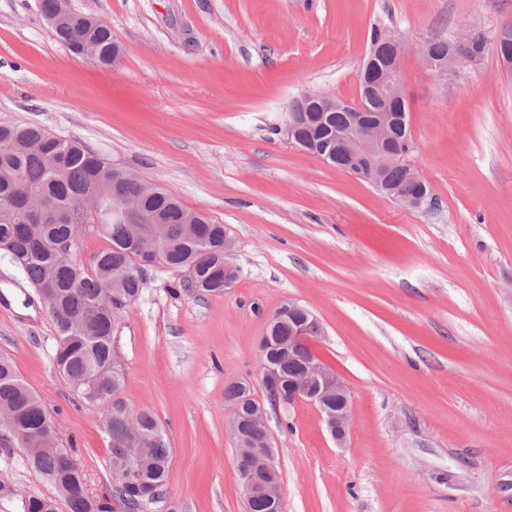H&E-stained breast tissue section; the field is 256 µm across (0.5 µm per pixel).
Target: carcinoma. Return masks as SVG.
Instances as JSON below:
<instances>
[{
    "label": "carcinoma",
    "instance_id": "carcinoma-1",
    "mask_svg": "<svg viewBox=\"0 0 512 512\" xmlns=\"http://www.w3.org/2000/svg\"><path fill=\"white\" fill-rule=\"evenodd\" d=\"M54 38L67 48L85 42L107 43L115 38L103 21L90 27L81 22L51 26ZM334 166L346 170L351 159L344 142L332 145ZM107 162L84 144L54 136L38 126L0 125V194L13 180H20L34 194L31 209L41 213L35 224L0 222V251L8 255L26 275L35 290L46 281L56 285L58 296L48 306L57 332L55 363L73 391L100 406L111 423L109 469L113 497L124 512H148L163 495L171 448L156 416L149 410L135 412L121 397L125 382L122 370L112 369V333L118 318L98 307L109 295L119 296L126 305L139 297L143 269L136 267V244L152 234L149 224H124L112 216L104 223L89 225L84 214L71 211L74 200L94 191L99 167ZM135 197L145 198V207L165 221L164 233L156 237L159 267L192 272L180 287L200 294H224V225L189 221L194 211L186 208L172 192L145 195L144 185L134 180L112 183L110 205L122 206ZM98 236L108 245L85 261L80 257L81 241ZM288 382L302 374V359L286 354L274 357ZM224 402L231 407L241 435L237 452L260 450L268 436L260 421L263 405L251 398L249 386L234 382L224 390ZM11 414L8 434L19 447L33 435L42 438L43 451L28 460L29 467L56 492V499L29 497L28 512H56L55 500L63 501L68 512H103L102 505L89 496L82 469L71 449L64 447L55 432L52 417L41 398L31 391L13 363L0 353V412ZM124 444L140 449V463L134 475L150 484L151 497L128 495L121 486L123 465L119 450ZM249 512H281L261 493L247 499Z\"/></svg>",
    "mask_w": 512,
    "mask_h": 512
}]
</instances>
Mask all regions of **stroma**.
Returning <instances> with one entry per match:
<instances>
[{
  "instance_id": "obj_1",
  "label": "stroma",
  "mask_w": 512,
  "mask_h": 512,
  "mask_svg": "<svg viewBox=\"0 0 512 512\" xmlns=\"http://www.w3.org/2000/svg\"><path fill=\"white\" fill-rule=\"evenodd\" d=\"M38 3L0 0V123L84 143L234 243L223 296L147 268L115 334L123 397L172 450L150 512H248L231 382L266 404L283 512H512V67L497 51L512 0H71L111 25L109 67L57 42ZM377 29L405 44L407 160L432 189L418 209L272 132L301 93L355 101ZM462 35L483 41L478 66L426 64L425 45ZM290 302L317 317L313 347L350 390L344 445L315 408L265 401L261 339ZM55 349L46 307L0 254V351L111 503L104 412ZM53 494L0 430V512Z\"/></svg>"
}]
</instances>
